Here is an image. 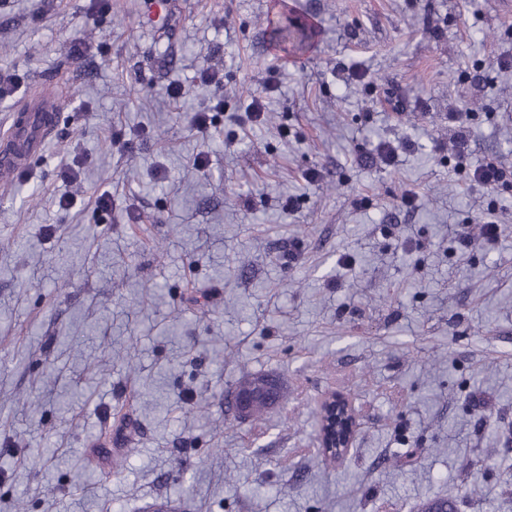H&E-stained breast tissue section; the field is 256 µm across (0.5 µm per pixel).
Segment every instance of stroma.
<instances>
[{"instance_id": "1", "label": "stroma", "mask_w": 512, "mask_h": 512, "mask_svg": "<svg viewBox=\"0 0 512 512\" xmlns=\"http://www.w3.org/2000/svg\"><path fill=\"white\" fill-rule=\"evenodd\" d=\"M120 4L101 39L110 16L87 0H0V69L22 81L0 124L45 86L64 98L0 197V512L20 495L29 512H418L448 495L512 512V185H470L451 162L463 138L470 163L512 165V68L497 66L512 0H175L153 29L145 0ZM289 17L314 22L307 50L280 46ZM209 65L222 87L199 86ZM256 97L261 119L235 123ZM219 102L201 137L189 113ZM487 220L491 243L471 232ZM262 374L287 403L236 419L231 393ZM332 389L360 431L327 468L316 409Z\"/></svg>"}]
</instances>
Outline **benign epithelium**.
I'll list each match as a JSON object with an SVG mask.
<instances>
[{
    "mask_svg": "<svg viewBox=\"0 0 512 512\" xmlns=\"http://www.w3.org/2000/svg\"><path fill=\"white\" fill-rule=\"evenodd\" d=\"M279 404L278 383L266 376L246 379L232 394L236 416L242 421L253 418L261 406ZM359 429V420L351 401L336 393L324 397L319 404V450L333 462L349 453Z\"/></svg>",
    "mask_w": 512,
    "mask_h": 512,
    "instance_id": "obj_1",
    "label": "benign epithelium"
}]
</instances>
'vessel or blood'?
I'll return each instance as SVG.
<instances>
[{
  "label": "vessel or blood",
  "mask_w": 512,
  "mask_h": 512,
  "mask_svg": "<svg viewBox=\"0 0 512 512\" xmlns=\"http://www.w3.org/2000/svg\"><path fill=\"white\" fill-rule=\"evenodd\" d=\"M62 105V100L37 96L27 99L11 113L7 129L0 131V166L11 168L19 175L26 172L54 136Z\"/></svg>",
  "instance_id": "1"
}]
</instances>
